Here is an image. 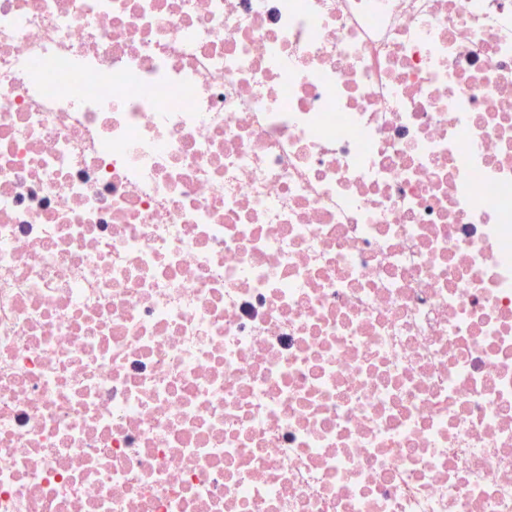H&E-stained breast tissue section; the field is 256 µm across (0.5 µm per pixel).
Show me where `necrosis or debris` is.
<instances>
[{
    "label": "necrosis or debris",
    "mask_w": 512,
    "mask_h": 512,
    "mask_svg": "<svg viewBox=\"0 0 512 512\" xmlns=\"http://www.w3.org/2000/svg\"><path fill=\"white\" fill-rule=\"evenodd\" d=\"M0 512H512V0H0Z\"/></svg>",
    "instance_id": "1"
}]
</instances>
